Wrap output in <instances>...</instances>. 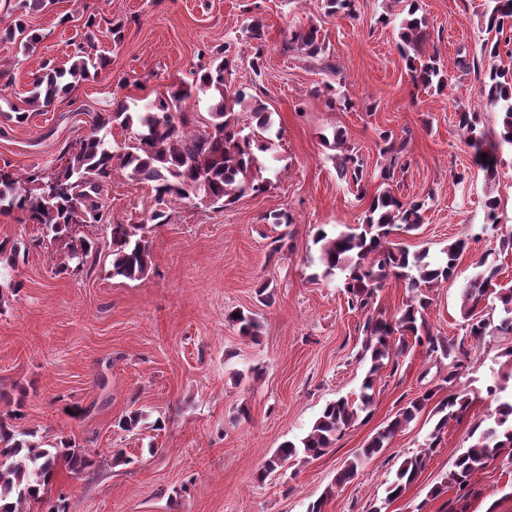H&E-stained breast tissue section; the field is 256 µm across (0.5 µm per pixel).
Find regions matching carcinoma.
<instances>
[{
    "label": "carcinoma",
    "mask_w": 512,
    "mask_h": 512,
    "mask_svg": "<svg viewBox=\"0 0 512 512\" xmlns=\"http://www.w3.org/2000/svg\"><path fill=\"white\" fill-rule=\"evenodd\" d=\"M483 12L486 38L481 43V56L459 60L461 68L475 73L480 105L500 114L498 130L485 127L480 113L462 110L458 113V127L471 150L473 163L489 179L498 174L501 152L512 149V71L496 64L501 47L512 52V0H486ZM329 14L355 13V0H321ZM55 0H17L13 24L5 29V36L19 44L22 52L35 48L39 37L28 30L29 15L48 11ZM416 4H409L407 14L399 23L398 50L406 68L416 84L444 88L449 75L439 61L437 47L431 52L425 46L431 40L428 22L416 16ZM84 42L74 53L67 68L49 69L35 74L30 82L26 103L34 107H48L67 94L74 84L97 78L108 65L107 59L95 53L99 36L105 34L114 43L123 38V24L109 22L101 27L93 15L83 23ZM290 41L309 57L323 51L319 29L311 25L290 32ZM235 59L229 55L209 68L194 74L186 86H175L155 97L136 111H130L125 100L113 102L110 112H96L91 117L90 132L78 143L68 147L64 166L49 175L32 172L22 175L8 167H0V214L18 211L23 219L43 226L45 236L61 238L76 224H102L109 232L111 274L128 280H141L148 276L152 255L148 233L151 226L167 224L171 220L169 204L202 196L219 208L236 202L245 193L266 190L268 183L258 175L256 152L271 150L273 143L268 133L272 128L271 113L249 93L252 86L245 83L232 90L225 76L234 68ZM210 96L213 101L209 122L202 131L194 129L195 113L187 110L191 89ZM249 104L256 118L250 132L239 126L238 108ZM120 126L133 130L128 143L117 149L112 146V128ZM384 143L381 154L384 163L370 173L364 162L348 149L343 140L333 137L337 175L347 186L355 187L358 196L366 194L367 184L379 181L387 190L373 196L362 223L344 225V229L329 233L321 228L316 232L314 244L318 255L310 257L317 262L325 277L337 274L343 277L348 293V304L353 310L369 311L376 293L390 277L405 281L409 296L405 304L392 317L381 314L368 316L362 326L360 360L370 361L358 398L345 397L326 403L306 435L297 442L286 441L267 461L266 470L272 472L291 458L303 456L317 458L331 447L336 435L355 423L363 412H371L375 403V377L387 362L403 354L408 348V336L425 348L430 357L447 359L446 382L457 379L460 357L467 356L465 342L478 343L493 331L512 333V290L497 293L500 272L496 260L489 255L476 262V272L462 291L461 318L465 334L456 341L432 334L425 318L429 304L426 291L454 279L459 260L465 249L462 240L448 245L445 258L438 263L425 261L426 254L410 252L395 241L396 235L409 233L423 222L425 203L402 201L389 187L410 165L409 140L393 132L380 135ZM117 171L139 183L151 185L155 207L140 224H113L99 202L103 187L112 181ZM490 224L500 223L507 204L499 196H488L485 201ZM67 261L75 263L77 271L95 268L99 244L95 241L70 237L65 242ZM19 247L4 239L0 241V263L18 265ZM498 294L503 316L492 325L486 308L489 297ZM243 336L254 337L258 323L250 312L228 315ZM505 388L494 385L487 392L497 405L489 415L490 423L472 435V444L454 461L453 469L444 485L462 490L469 486L473 475L486 468L502 453L512 458V395L501 398ZM429 390L410 400L402 411L367 441L361 455L350 461L336 477V483L351 480L359 461L370 459L389 444L390 439L403 427L415 420L433 399ZM470 406L468 394L451 393L440 402L434 413L439 415L426 448L405 459L388 486L387 498L396 499L406 490L425 467L427 458L438 446L448 422L461 418ZM32 432L19 431L6 420L0 419V512H34L33 505L41 502L53 485L60 465L73 475H82L93 467L83 452L70 442L44 447L34 440Z\"/></svg>",
    "instance_id": "1"
}]
</instances>
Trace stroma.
Returning a JSON list of instances; mask_svg holds the SVG:
<instances>
[{
    "mask_svg": "<svg viewBox=\"0 0 512 512\" xmlns=\"http://www.w3.org/2000/svg\"><path fill=\"white\" fill-rule=\"evenodd\" d=\"M426 18L451 82L443 91L414 84L400 56L398 26L409 3ZM485 0H357L354 17L326 14L318 0H56L27 23L40 41L34 52L0 36V69L13 81L0 100V167L53 172L64 146L84 137L90 116L116 99L136 104L164 93L208 67L217 49L235 59L232 86L253 80L282 132L260 154L266 191L248 193L218 210L198 197L173 202L172 221L152 227L153 265L147 278L112 276L109 254L92 272H63L64 244L43 240L42 228L20 213L0 214V240L26 250L18 268H0V417L14 409L17 428L48 444L68 438L92 455L93 472L60 467L45 505L66 498L68 512H512V461L497 459L467 490L433 494L471 432L488 422L492 384L511 388L504 353L512 335L492 333L473 346L456 389L471 404L450 421L424 471L396 500L386 489L399 465L425 448L438 420L425 410L359 468L347 483L341 469L367 439L426 390L444 399L447 361L413 346L381 369L370 416L337 437L320 458L289 460L265 473L285 441H298L323 406L356 398L367 371L358 358L362 312L351 310L339 278L317 276L309 254L317 228L361 223L367 200L357 199L336 173L326 137L341 133L367 168L382 163L381 131L409 139L411 162L395 193L426 201L424 221L397 240L410 251L441 258L449 243L468 244L456 279L431 289L427 320L434 334L461 338V289L476 261L495 253L500 282L512 289V155L495 181L472 162L457 113L478 108L474 74L457 63L485 37ZM95 15L124 24L120 44L101 38L109 64L47 111L11 119L33 74L69 66ZM264 24L260 75L250 68L252 20ZM320 29L323 59L299 52L289 32ZM333 84L350 107H331L315 88ZM507 199V214L488 228L484 201ZM112 222L134 224L154 207L150 185L115 174L100 195ZM288 213L289 226L271 224ZM282 240L273 252L274 240ZM234 310L255 313L257 337L239 335ZM133 431L117 428L131 411ZM162 429H154V422Z\"/></svg>",
    "mask_w": 512,
    "mask_h": 512,
    "instance_id": "stroma-1",
    "label": "stroma"
}]
</instances>
